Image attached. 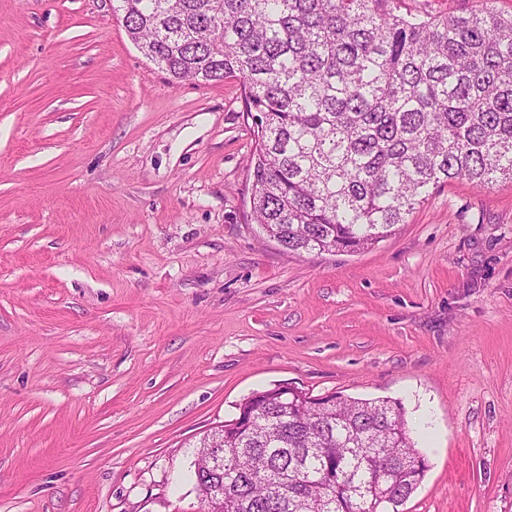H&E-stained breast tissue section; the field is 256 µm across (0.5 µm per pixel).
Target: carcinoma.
Here are the masks:
<instances>
[{"mask_svg":"<svg viewBox=\"0 0 512 512\" xmlns=\"http://www.w3.org/2000/svg\"><path fill=\"white\" fill-rule=\"evenodd\" d=\"M116 2L172 81H239L254 218L290 253L364 250L442 183L512 180V15L494 0ZM426 470L401 402L277 387L224 422L223 482L192 479L201 512H398ZM454 1V2H452ZM475 0H401L398 2L400 14L442 15L448 12V6H454L457 12L471 9Z\"/></svg>","mask_w":512,"mask_h":512,"instance_id":"1","label":"carcinoma"}]
</instances>
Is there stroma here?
<instances>
[{
	"label": "stroma",
	"instance_id": "1",
	"mask_svg": "<svg viewBox=\"0 0 512 512\" xmlns=\"http://www.w3.org/2000/svg\"><path fill=\"white\" fill-rule=\"evenodd\" d=\"M113 0H0V512H199L252 393L400 400L399 512H512V181L373 249L262 241L237 81L172 82Z\"/></svg>",
	"mask_w": 512,
	"mask_h": 512
}]
</instances>
